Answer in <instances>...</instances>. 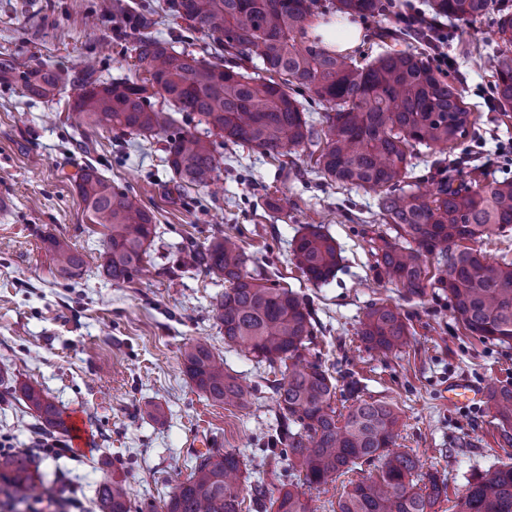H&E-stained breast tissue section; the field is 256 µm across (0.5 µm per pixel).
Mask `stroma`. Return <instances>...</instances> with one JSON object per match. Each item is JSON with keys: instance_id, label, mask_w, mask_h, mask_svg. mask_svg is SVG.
I'll use <instances>...</instances> for the list:
<instances>
[{"instance_id": "1", "label": "stroma", "mask_w": 512, "mask_h": 512, "mask_svg": "<svg viewBox=\"0 0 512 512\" xmlns=\"http://www.w3.org/2000/svg\"><path fill=\"white\" fill-rule=\"evenodd\" d=\"M424 0H386L381 15L360 19L361 44L352 58L380 51L376 32L396 25V12L420 9ZM155 13L156 31L195 51L212 48L167 11L164 0H0V54L20 66H68L92 58L103 77H142L129 16ZM496 11L476 22L448 26L450 76L477 123L451 154L463 173L512 179V116L492 105V78L483 65L497 46ZM78 93L70 86L51 102L32 101L16 83L0 82V444L35 451L42 479L69 490L65 506L43 502L41 512H98L97 485L124 477L134 507L161 505L186 478L201 443L240 454L253 476H266V443L280 427L272 387L275 374L239 350H226L212 307L224 292L223 279L180 267L189 241L237 237L246 269L291 289L312 311L311 356L335 371L340 384L358 382L361 398L398 406L402 447L419 457L424 470L448 480L439 512L465 492L472 476L493 472L512 460L485 403H449V378L465 376L478 385L512 383V344L471 335L452 315L443 291L404 299L394 286L378 283L367 230L381 229L372 191L347 189L318 177L305 154L274 159L241 145H225L216 186L171 198V174L161 137H133L115 130L87 134L69 119ZM92 164L113 185L140 195L153 213L156 235L147 277L121 285L102 272L103 228L87 223L72 180ZM276 200L277 209L266 205ZM333 236L342 261L333 280L316 285L294 264L291 242L307 225ZM66 238L83 254L85 267L74 281L56 279L44 235ZM399 305L410 330L407 346L387 355L367 350L357 336L370 303ZM207 339L225 364L253 389L250 408L208 401L183 371L181 349ZM42 389L63 411L81 417L86 445L69 432L41 428L28 410L20 385ZM156 405L161 416H146ZM56 440L65 450L40 454Z\"/></svg>"}]
</instances>
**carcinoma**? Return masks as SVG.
<instances>
[{
    "mask_svg": "<svg viewBox=\"0 0 512 512\" xmlns=\"http://www.w3.org/2000/svg\"><path fill=\"white\" fill-rule=\"evenodd\" d=\"M318 0H165L167 9L189 28L212 38L215 60L196 56L157 36L155 22L133 17L137 61L148 76L109 81L88 59L69 67L36 65L21 70L0 57V81L18 82L31 99L51 100L69 85L79 92L70 118L94 132L117 128L129 135L166 138L165 163L180 194L206 189L221 174L222 143L248 145L269 157L307 151L317 172L344 188L378 192L377 209L388 232L369 239L373 269L380 282L421 298L427 288L448 293L456 321L472 335L512 342V262H493L467 246L512 229V179H466L454 168L435 163L423 179L414 173L421 147L446 154L468 134L476 117L448 75L421 53L386 44L412 37L406 28H382L377 38L386 49L361 64L330 52L308 39L319 17ZM381 0H331L344 14L374 16ZM496 0H429L432 14L451 21H476ZM498 44L488 60L493 99L501 112H512V13L499 8ZM260 61L262 77L248 64ZM326 103L319 124L306 115L300 96ZM200 116L199 131L173 130V113ZM87 220L104 227L102 270L115 284L137 278L147 263L156 234L153 216L141 198L112 185L86 165L74 179ZM57 277L72 279L83 270V255L54 235L43 237ZM292 254L307 280L322 284L336 275L341 255L336 240L310 224L295 237ZM427 255L443 269L428 277ZM188 264L228 283L216 306L224 346L241 347L259 364L284 367L275 381V404L282 429L272 444L318 489L365 464L377 475L350 478L343 485L336 512H436L448 496V481L422 471L416 456L398 444L400 413L389 402L356 397L344 412L336 406L338 379L319 360L306 359L314 327L311 310L291 290L264 282L245 270L246 258L236 238L226 235L207 244H190ZM365 347L382 354L407 343L408 326L399 307L372 303L360 320ZM185 372L203 396L217 404L246 409L252 392L224 367L211 344L191 340L181 350ZM40 424L62 429V411L42 390L20 388ZM488 407L502 441L512 446V385L488 386ZM29 451L0 455V496L5 503L33 504L53 492L43 487ZM246 463L233 451L197 456L189 475L178 482L161 507L138 512H242L241 478ZM250 501L271 512H312L299 484L251 485ZM100 512H132L123 480L101 481L95 491ZM459 512H512V465L501 464L489 476L467 483Z\"/></svg>",
    "mask_w": 512,
    "mask_h": 512,
    "instance_id": "cac0c4a2",
    "label": "carcinoma"
}]
</instances>
